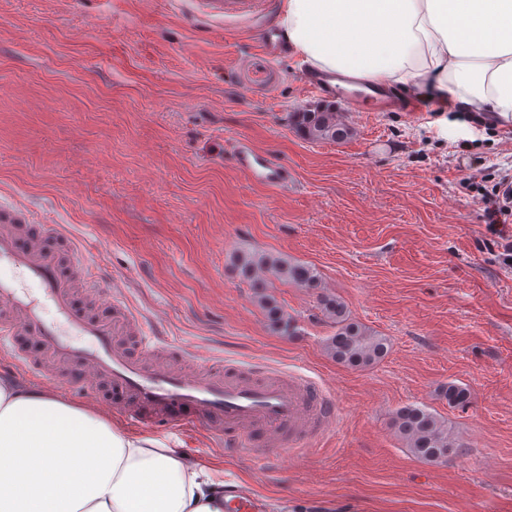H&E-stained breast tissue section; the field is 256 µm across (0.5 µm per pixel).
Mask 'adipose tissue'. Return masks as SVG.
Wrapping results in <instances>:
<instances>
[{
    "label": "adipose tissue",
    "mask_w": 512,
    "mask_h": 512,
    "mask_svg": "<svg viewBox=\"0 0 512 512\" xmlns=\"http://www.w3.org/2000/svg\"><path fill=\"white\" fill-rule=\"evenodd\" d=\"M276 23L312 72L512 121V0H284ZM220 488L160 439L0 380V512H222Z\"/></svg>",
    "instance_id": "obj_1"
}]
</instances>
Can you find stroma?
Wrapping results in <instances>:
<instances>
[{"label":"stroma","instance_id":"1","mask_svg":"<svg viewBox=\"0 0 512 512\" xmlns=\"http://www.w3.org/2000/svg\"><path fill=\"white\" fill-rule=\"evenodd\" d=\"M282 4L218 17L202 0H0V202L62 225L103 289L174 345L318 384L334 414L298 449L153 432L269 512H512V230L491 234L459 189L475 158L512 173V126L315 95L300 59L257 47ZM325 106L349 138L312 142L290 119ZM240 138L292 169L287 188L235 166ZM243 252L311 266L320 286L266 274L256 288ZM324 294L386 338L382 359L354 369L327 352ZM451 383L466 407L449 406ZM409 405L447 422L457 455H414L395 426Z\"/></svg>","mask_w":512,"mask_h":512}]
</instances>
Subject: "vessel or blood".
I'll return each mask as SVG.
<instances>
[{
    "mask_svg": "<svg viewBox=\"0 0 512 512\" xmlns=\"http://www.w3.org/2000/svg\"><path fill=\"white\" fill-rule=\"evenodd\" d=\"M236 166L272 188L287 165L236 141ZM37 288L29 295L19 279ZM0 353L24 375L120 408L139 428H205L211 440L265 450L272 432L303 446L333 407L309 379L288 371L217 363L173 350L121 300L100 291L96 272L67 232L0 205ZM247 488L224 486V512H264Z\"/></svg>",
    "mask_w": 512,
    "mask_h": 512,
    "instance_id": "vessel-or-blood-1",
    "label": "vessel or blood"
}]
</instances>
